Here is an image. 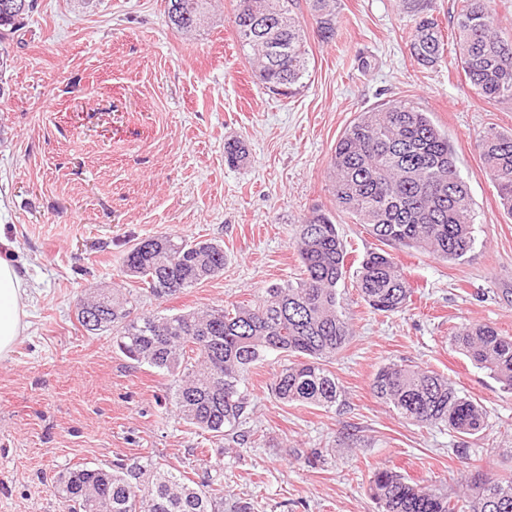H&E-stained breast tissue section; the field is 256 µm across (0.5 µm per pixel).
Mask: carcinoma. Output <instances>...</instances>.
I'll use <instances>...</instances> for the list:
<instances>
[{
  "mask_svg": "<svg viewBox=\"0 0 512 512\" xmlns=\"http://www.w3.org/2000/svg\"><path fill=\"white\" fill-rule=\"evenodd\" d=\"M494 0H460L455 22L457 63L476 94L512 104V35L498 29ZM207 0H168L169 23L194 31L205 19ZM321 42L336 36V0H307ZM35 0H0V42L14 38ZM295 0H238L232 24L243 52H251L259 81L269 92L292 96L303 88L309 50L294 13ZM407 31L411 56L432 67L443 54L436 19L412 7ZM483 172L495 183L500 203L512 214V132L489 130L478 143ZM228 163L247 158L239 140L224 142ZM336 205L388 246H404L445 261H460L475 243V213L455 152L430 117L406 102L363 111L336 141L331 161ZM298 277L265 290L253 304L213 306L174 315L136 312L137 298L119 288L80 302L77 320L89 333H112L128 359L178 378L173 406L189 424L216 435L245 418V375L271 351L293 360L273 379L272 394L284 403L331 407L340 396L327 368L352 336L339 301L347 248L330 215L314 211L297 238ZM224 248L168 234L137 240L123 257L124 273L162 300L224 271ZM353 287L376 312L408 304L412 286L384 249L364 254ZM459 351L512 392V336L483 324L454 336ZM371 390L406 421L445 425L473 435L487 426L479 402L459 395L448 378L421 368L389 363L376 372ZM67 512H224V490L196 488L180 471L153 465L74 468L56 485ZM372 498L379 512H455L448 494L408 482L387 468L374 471ZM469 512H512V476L479 467L464 492Z\"/></svg>",
  "mask_w": 512,
  "mask_h": 512,
  "instance_id": "1",
  "label": "carcinoma"
}]
</instances>
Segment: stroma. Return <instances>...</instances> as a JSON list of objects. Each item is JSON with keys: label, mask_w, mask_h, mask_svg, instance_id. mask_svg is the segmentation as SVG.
Here are the masks:
<instances>
[{"label": "stroma", "mask_w": 512, "mask_h": 512, "mask_svg": "<svg viewBox=\"0 0 512 512\" xmlns=\"http://www.w3.org/2000/svg\"><path fill=\"white\" fill-rule=\"evenodd\" d=\"M236 2L210 0L204 25L184 35L167 22V0L83 9L37 0L21 36L0 43L11 88L0 99V231L29 286L26 329L0 359V512H66L59 474L147 458L223 486L224 512H378L369 492L378 468L455 496L475 467L512 472V393L452 342L474 324L512 336V217L476 147L489 129L512 131V105L481 99L458 68L459 0H423L444 35L432 68L410 54L404 0H337L329 44L299 6L310 73L290 98L254 77L231 24ZM400 100L447 132L474 203L475 244L461 262L394 248L413 288L396 313L372 311L345 284L352 337L329 365L340 388L333 407L279 401L270 384L288 358L272 352L246 376L237 437H216L175 412L172 376L79 324L90 289L137 292L121 262L148 236L216 242L227 258L196 287L141 297L139 311L156 315L253 303L297 277L296 237L315 209L334 213L353 258L377 248L337 212L328 172L358 113ZM235 138L248 155L231 167L224 143ZM390 362L447 377L486 408V429L463 436L402 419L371 391Z\"/></svg>", "instance_id": "35a3bbf8"}]
</instances>
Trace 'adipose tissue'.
<instances>
[{
	"instance_id": "ef3b65f1",
	"label": "adipose tissue",
	"mask_w": 512,
	"mask_h": 512,
	"mask_svg": "<svg viewBox=\"0 0 512 512\" xmlns=\"http://www.w3.org/2000/svg\"><path fill=\"white\" fill-rule=\"evenodd\" d=\"M11 248L8 242L0 246V359L13 352L26 327L28 288L8 256Z\"/></svg>"
}]
</instances>
